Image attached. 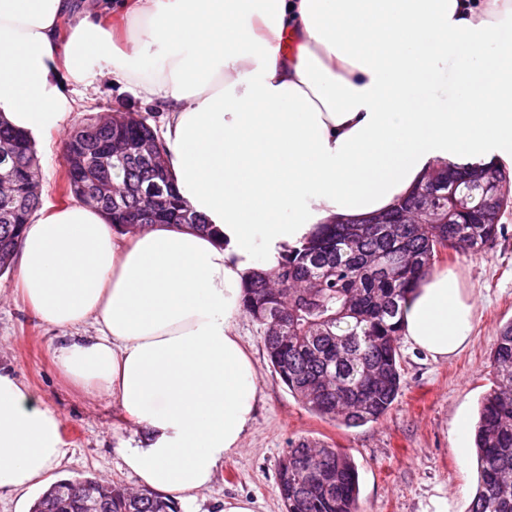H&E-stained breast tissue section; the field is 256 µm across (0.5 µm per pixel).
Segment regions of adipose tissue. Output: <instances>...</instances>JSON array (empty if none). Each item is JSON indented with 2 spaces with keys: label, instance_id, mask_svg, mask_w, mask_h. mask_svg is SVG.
I'll use <instances>...</instances> for the list:
<instances>
[{
  "label": "adipose tissue",
  "instance_id": "obj_1",
  "mask_svg": "<svg viewBox=\"0 0 512 512\" xmlns=\"http://www.w3.org/2000/svg\"><path fill=\"white\" fill-rule=\"evenodd\" d=\"M511 27L512 0H0V123L36 141L62 131L63 80L97 61L161 103L177 192L220 232L119 233L79 200L23 230L20 290L47 325L95 323L56 365L144 432L121 450L140 486L191 496L240 448L259 396L235 331L249 271L318 225L390 210L441 163L512 170ZM452 54L459 95L443 111L424 90ZM474 309L454 270L433 269L402 306L403 339L448 360ZM65 453L57 414L0 371V494Z\"/></svg>",
  "mask_w": 512,
  "mask_h": 512
}]
</instances>
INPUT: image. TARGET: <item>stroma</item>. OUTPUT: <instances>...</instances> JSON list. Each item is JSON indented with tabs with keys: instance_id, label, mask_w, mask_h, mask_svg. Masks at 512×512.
<instances>
[{
	"instance_id": "obj_1",
	"label": "stroma",
	"mask_w": 512,
	"mask_h": 512,
	"mask_svg": "<svg viewBox=\"0 0 512 512\" xmlns=\"http://www.w3.org/2000/svg\"><path fill=\"white\" fill-rule=\"evenodd\" d=\"M81 83L66 86L68 129L115 112L150 114L162 128L159 105L143 102L123 86L100 79L97 63ZM66 138L46 135L38 146L41 200L46 206L67 202L60 185ZM504 232L478 256L448 251L439 264L458 270L476 302L472 339L447 361H435L401 347L404 388L380 420L346 427L309 412L273 375L259 326L240 317L238 333L258 371L260 402L241 450L222 459L209 490L180 502V512H222L225 501L245 498L256 512H282L276 472L289 443L310 439L345 449L359 473V512H469L476 490L474 429L480 401L492 385L490 356L504 326L512 322V211ZM17 271L0 273V368L26 386L36 405L60 418L67 449L48 482L94 475L137 487L124 466L121 445L136 430L106 393L90 394L58 370L54 351L72 333L41 323L17 289Z\"/></svg>"
}]
</instances>
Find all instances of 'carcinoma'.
Here are the masks:
<instances>
[{"instance_id":"cac0c4a2","label":"carcinoma","mask_w":512,"mask_h":512,"mask_svg":"<svg viewBox=\"0 0 512 512\" xmlns=\"http://www.w3.org/2000/svg\"><path fill=\"white\" fill-rule=\"evenodd\" d=\"M111 139L158 140L149 117L136 114L126 125L100 121L77 128L66 144V160ZM37 150L28 136L0 125V174H9L14 195L0 196V271L10 268L24 224L41 204ZM477 165L448 164L426 176L380 223L324 224L303 244L282 255L269 270L256 269L243 290L242 312L263 331L272 371L309 411L348 427L384 417L401 394L399 322L401 305L415 282L439 261V248L460 246L480 255L503 224L487 222L482 201L501 195L499 215L512 209V179L494 169L499 183L481 182ZM122 193L119 204L100 209L125 231L128 216L139 222L141 192L152 182L147 163L134 150L88 169L81 180L62 178L63 194L81 198L97 173ZM209 231L203 216L172 192L163 219ZM493 388L482 401L474 443L478 482L469 512H512V323L492 355ZM283 512H358L359 482L354 460L342 448L300 440L289 445L277 473ZM41 512H76L66 480L40 495ZM105 512H179L178 504L152 492L132 494L112 483Z\"/></svg>"}]
</instances>
